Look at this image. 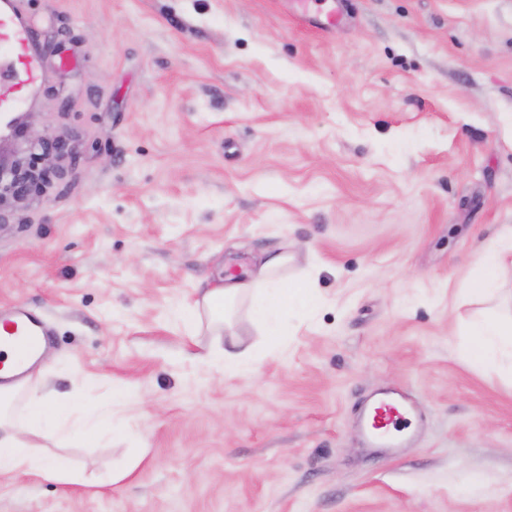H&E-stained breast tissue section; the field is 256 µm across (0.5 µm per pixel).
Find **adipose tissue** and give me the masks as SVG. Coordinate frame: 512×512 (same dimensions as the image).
<instances>
[{"instance_id": "adipose-tissue-1", "label": "adipose tissue", "mask_w": 512, "mask_h": 512, "mask_svg": "<svg viewBox=\"0 0 512 512\" xmlns=\"http://www.w3.org/2000/svg\"><path fill=\"white\" fill-rule=\"evenodd\" d=\"M291 252L256 257L243 276H225L223 284L207 289L200 300L184 311L181 319L193 327H207L212 335L232 332L241 302H249L252 319L266 330H274L277 321L294 306L312 309L319 303L316 288L319 270L308 266L300 283L285 288L282 273L293 261ZM476 273L465 291L477 302L496 300L504 308L472 325L466 338L465 356L486 367L501 368L512 359V311L505 280L512 273V226L501 233L495 244L478 254ZM13 354L0 351V472H23L45 476L61 482L70 481L72 472L65 459L48 462L39 452L30 450L28 436L45 432H67L80 436H97L111 427L108 417L90 421L77 418L79 404L74 400H55L41 393L37 382L24 379L10 383Z\"/></svg>"}]
</instances>
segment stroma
Returning a JSON list of instances; mask_svg holds the SVG:
<instances>
[{"label": "stroma", "instance_id": "stroma-1", "mask_svg": "<svg viewBox=\"0 0 512 512\" xmlns=\"http://www.w3.org/2000/svg\"><path fill=\"white\" fill-rule=\"evenodd\" d=\"M12 4L41 71L14 113L72 152L0 210V309L45 322L40 390L115 429L31 437L77 479L0 474V512H512V381L461 354L512 226V0ZM295 243L320 304L283 335L177 318ZM233 342L247 371L204 362ZM384 391L417 412L397 450L360 428Z\"/></svg>", "mask_w": 512, "mask_h": 512}]
</instances>
